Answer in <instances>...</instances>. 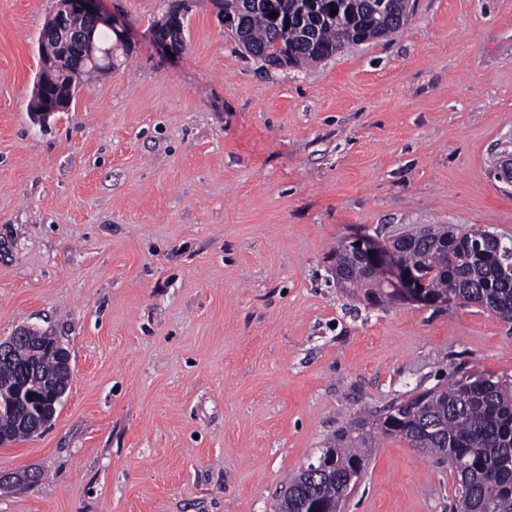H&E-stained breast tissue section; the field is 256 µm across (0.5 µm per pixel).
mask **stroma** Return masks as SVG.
Listing matches in <instances>:
<instances>
[{
    "instance_id": "1",
    "label": "stroma",
    "mask_w": 512,
    "mask_h": 512,
    "mask_svg": "<svg viewBox=\"0 0 512 512\" xmlns=\"http://www.w3.org/2000/svg\"><path fill=\"white\" fill-rule=\"evenodd\" d=\"M398 33L303 68L249 57L219 0H104L118 65L46 124L55 0H0V336L68 348L53 421L0 447V512H273L355 412L475 367V306L364 304L331 253L423 225L512 240V0H411ZM184 14L186 50L152 28ZM454 477L379 438L346 512H450Z\"/></svg>"
}]
</instances>
